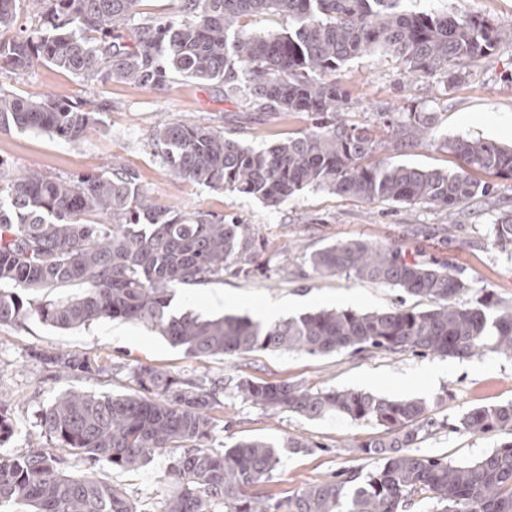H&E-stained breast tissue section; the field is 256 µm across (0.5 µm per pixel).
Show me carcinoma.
Returning a JSON list of instances; mask_svg holds the SVG:
<instances>
[{"mask_svg":"<svg viewBox=\"0 0 512 512\" xmlns=\"http://www.w3.org/2000/svg\"><path fill=\"white\" fill-rule=\"evenodd\" d=\"M31 34L0 40V65L21 75L41 59L89 82L115 79L155 88L171 74L203 84L246 88L260 110L307 114L311 125L271 146L245 147L212 126L160 123L155 144L179 177L278 206L306 187L362 201L419 204L455 214L485 194L476 173L512 176V148L479 138H438L431 112L387 119L384 137L342 118L348 101L338 71L352 57L379 53L408 78L458 75L491 54L512 28L470 13H406L400 0H179L182 19L135 23L142 0H38ZM288 18V30L255 35L243 21L260 12ZM19 0H0V30L14 27ZM104 103L40 100L0 90V129L40 130L76 142L98 123ZM418 143L455 156L453 170L391 161ZM388 155L377 157L380 149ZM494 245L512 253V214L493 225ZM253 248L249 225L206 212L182 213L153 203L130 170L62 177L30 169L0 171V325L33 312L73 329L101 318L147 323L198 360L288 350L310 355L368 349L471 357L487 351L512 358V304L469 285L443 265L407 261L400 249L363 241L327 245L310 257L322 275L346 273L398 288L432 303L357 313L321 309L272 325L247 316L202 319L169 312L172 290L224 279V264ZM80 287L34 303L31 294ZM60 373H104L101 357L66 351L34 354ZM137 392L96 396L70 391L43 411L51 446L0 455V508L16 512H144L120 488L96 477L109 464L136 471L152 455L172 454L170 493L157 512H512V440L479 460L452 462L414 448L426 438L431 407L355 389L306 388L242 378L238 391L268 411L314 420L336 415L380 427L355 445L377 460L341 480L310 484L286 500L248 490L279 463L280 449L310 444L255 438L206 448L220 401L207 377L183 379L143 365ZM455 429L470 435L512 432V402L475 407ZM85 466L75 475L69 468Z\"/></svg>","mask_w":512,"mask_h":512,"instance_id":"cac0c4a2","label":"carcinoma"}]
</instances>
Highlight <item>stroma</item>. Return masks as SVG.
Listing matches in <instances>:
<instances>
[{
	"label": "stroma",
	"mask_w": 512,
	"mask_h": 512,
	"mask_svg": "<svg viewBox=\"0 0 512 512\" xmlns=\"http://www.w3.org/2000/svg\"><path fill=\"white\" fill-rule=\"evenodd\" d=\"M400 8L468 11L512 27V0H401ZM340 75L349 93L347 120L378 131L393 113L414 108L435 113L438 137L485 138L512 145V43L469 62L460 79L441 90L430 78L407 80L379 55L353 58ZM0 88L24 98L50 96L107 105L97 128L78 142L38 131H0V168L6 172L19 175L36 168L67 177L125 167L137 174L159 205L235 216L249 225L256 246L245 264L228 263L222 281L176 289L171 302L175 313L257 319L263 307L273 305L280 307L285 319L318 309L366 313L397 306L429 308L428 300L399 289L344 274L325 277L312 268V252L350 240L396 245L407 257L448 266L468 280L467 299L490 291L497 299L512 302V255L492 242L493 224L502 214L512 213V177L485 175L488 196L463 204L451 216L423 205L365 202L311 187L274 207L178 177L153 146V133L165 120L200 123L222 130L243 146L261 148L309 126L306 116L265 112L225 95L222 87L179 75L163 87L148 89L119 80L90 83L43 61L19 76L0 72ZM57 349L109 357L112 369L58 376L31 357L36 350ZM141 365L165 368L186 379L205 374L222 381V405L214 412L208 447L230 448L251 437L280 442L303 436L308 450L282 452L276 468L253 489L256 495L277 499L325 479H339L348 469L372 468V461L355 445L376 429L336 417L309 420L286 410L266 411L237 391L239 378L423 399L432 408V424L419 451L452 461L478 459L505 440L501 434L459 433L454 429L458 417L478 406L512 401V358L492 352L459 359L382 350L329 355L259 351L199 361L142 323L103 318L87 327L62 330L31 315L0 325V391L12 399L14 423L0 452L17 455L28 450L41 432L42 410L68 391L101 396L134 392V370ZM437 367L444 368V375L429 378V371ZM168 463L161 455L133 472L106 465L98 468L97 476L123 486L144 507L153 508L170 490Z\"/></svg>",
	"instance_id": "35a3bbf8"
}]
</instances>
